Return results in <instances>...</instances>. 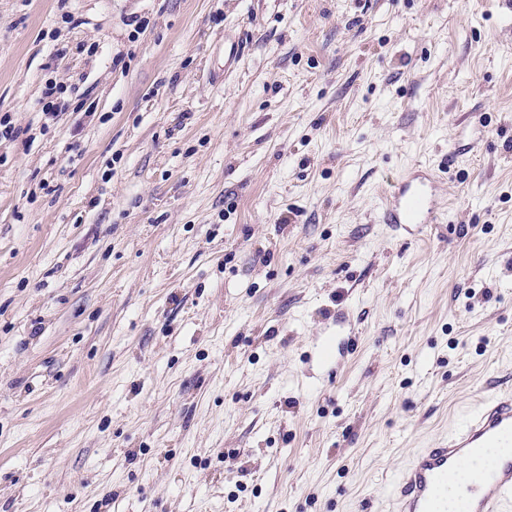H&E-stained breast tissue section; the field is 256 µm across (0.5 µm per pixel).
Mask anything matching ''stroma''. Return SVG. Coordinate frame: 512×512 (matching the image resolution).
<instances>
[{
  "label": "stroma",
  "mask_w": 512,
  "mask_h": 512,
  "mask_svg": "<svg viewBox=\"0 0 512 512\" xmlns=\"http://www.w3.org/2000/svg\"><path fill=\"white\" fill-rule=\"evenodd\" d=\"M1 115L0 512H391L512 389L504 0H0ZM439 178L434 169L413 168L392 184L391 200L378 213L380 224H440L444 211L435 196Z\"/></svg>",
  "instance_id": "35a3bbf8"
}]
</instances>
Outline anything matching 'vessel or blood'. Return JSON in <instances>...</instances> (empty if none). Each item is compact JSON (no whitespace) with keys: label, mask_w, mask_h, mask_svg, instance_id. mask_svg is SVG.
Returning <instances> with one entry per match:
<instances>
[{"label":"vessel or blood","mask_w":512,"mask_h":512,"mask_svg":"<svg viewBox=\"0 0 512 512\" xmlns=\"http://www.w3.org/2000/svg\"><path fill=\"white\" fill-rule=\"evenodd\" d=\"M434 170L412 169L393 183L377 219L402 227L440 223L443 210L435 196ZM504 454L489 470L457 492L463 512H504L512 506V390L493 392L480 401L460 426L434 447L415 453L395 477V512H448L447 479L462 460L482 449Z\"/></svg>","instance_id":"b4317fda"}]
</instances>
